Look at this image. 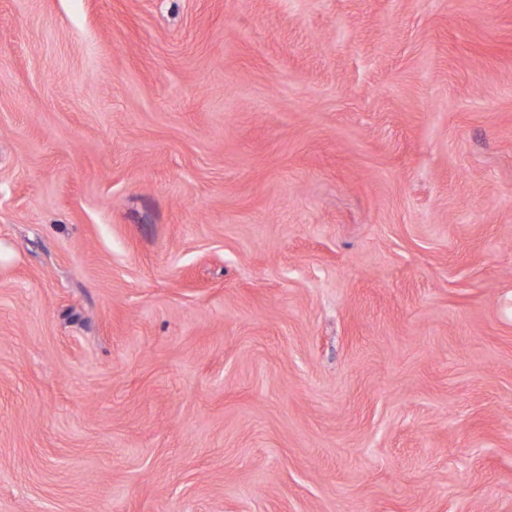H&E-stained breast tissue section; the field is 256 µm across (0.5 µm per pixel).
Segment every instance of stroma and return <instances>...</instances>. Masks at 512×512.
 I'll use <instances>...</instances> for the list:
<instances>
[{"mask_svg": "<svg viewBox=\"0 0 512 512\" xmlns=\"http://www.w3.org/2000/svg\"><path fill=\"white\" fill-rule=\"evenodd\" d=\"M0 512H512V0H0Z\"/></svg>", "mask_w": 512, "mask_h": 512, "instance_id": "stroma-1", "label": "stroma"}]
</instances>
